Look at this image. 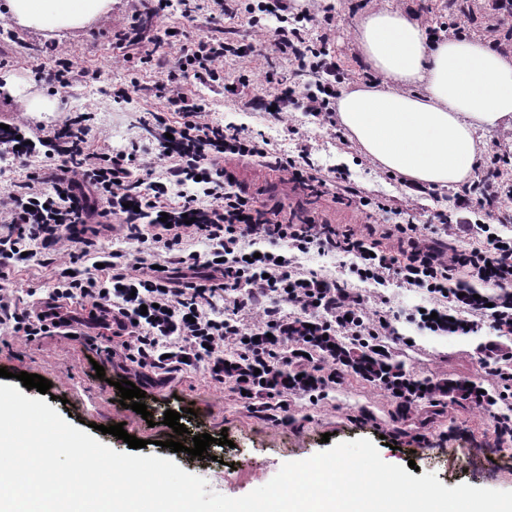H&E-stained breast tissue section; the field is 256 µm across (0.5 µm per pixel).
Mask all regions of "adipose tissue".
Listing matches in <instances>:
<instances>
[{"label":"adipose tissue","mask_w":512,"mask_h":512,"mask_svg":"<svg viewBox=\"0 0 512 512\" xmlns=\"http://www.w3.org/2000/svg\"><path fill=\"white\" fill-rule=\"evenodd\" d=\"M112 0H5L0 19L40 31H71L106 17ZM377 87L343 93L341 124L363 153L417 187L472 178L482 127L512 128V53L465 38L429 41L424 26L394 9L356 28Z\"/></svg>","instance_id":"1"}]
</instances>
